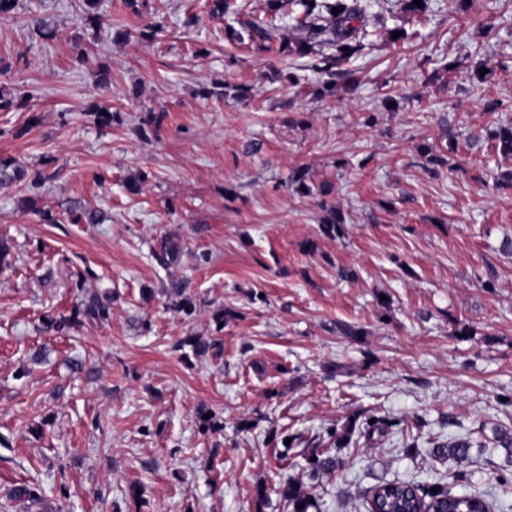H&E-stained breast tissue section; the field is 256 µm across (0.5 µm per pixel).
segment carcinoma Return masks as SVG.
Wrapping results in <instances>:
<instances>
[{
    "instance_id": "carcinoma-1",
    "label": "carcinoma",
    "mask_w": 512,
    "mask_h": 512,
    "mask_svg": "<svg viewBox=\"0 0 512 512\" xmlns=\"http://www.w3.org/2000/svg\"><path fill=\"white\" fill-rule=\"evenodd\" d=\"M211 12L222 15H234V22L240 26L235 29L229 26L228 31L238 40H248L259 51L277 50L283 57H314L310 68L323 80V85L332 87L336 80V68L349 62L364 48L362 42L366 31L368 17L366 9L359 0H290L299 7L298 16L292 26L293 33L289 37L280 34L276 21L283 17V0H266L263 15H253L246 11L245 6L237 4V0H210ZM102 0H83L81 22L86 28L99 29L104 23L100 12ZM338 13H332V9ZM160 29L147 24L133 33L120 30L112 38L113 43L121 45L132 37L151 40ZM87 112L94 116L97 123L106 126L112 121V107L93 102ZM497 147L503 155L512 156V121H503L495 131ZM49 176L40 169L33 172L13 161L0 160V186H7L17 181H26V188L35 202V190L41 188ZM327 217L320 225L321 235L333 239L338 233V224L342 219L336 211L321 203ZM67 220L72 224H99L103 220L98 210L72 208L67 211ZM182 254L181 240L174 235L160 238L156 247L152 248V256L162 267L166 268L178 261ZM169 306L186 318L193 317L197 312V303L185 295L184 286L172 285L169 294ZM112 318V297L90 295L74 304L70 314L65 316L47 315L42 321L47 333L65 335L85 323L103 324ZM191 347L195 355H205L218 347V343L210 336L192 334L178 342L175 348ZM401 422L396 419H366L364 434L398 427ZM352 428L346 427L343 432L333 427L326 431L329 447L313 448L306 456L307 469L310 475L327 474L336 468V456L332 450L348 445ZM473 442L469 439L454 440L440 443L434 448L435 454L463 460L468 457ZM14 497L23 499L35 507L37 512H59L61 507L52 505L46 497L42 486L38 483L23 484L14 489ZM283 497L292 505V512H310L317 508V503L310 502L313 495L307 492L303 483L294 479L288 480L283 487ZM365 512H489L492 503L484 494L454 493L448 485L437 481L431 484H416L410 481H387L372 487L364 497Z\"/></svg>"
}]
</instances>
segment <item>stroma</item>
Returning <instances> with one entry per match:
<instances>
[{
	"label": "stroma",
	"instance_id": "1",
	"mask_svg": "<svg viewBox=\"0 0 512 512\" xmlns=\"http://www.w3.org/2000/svg\"><path fill=\"white\" fill-rule=\"evenodd\" d=\"M361 3L359 86L340 79L326 95L307 59L286 67L227 40L228 20L207 0H150L164 33L120 48L113 32L142 23L124 0H103L96 31L81 28L82 0H22L0 18V91L29 96L0 112V159L52 172L37 206L61 218L43 223L22 208L21 186L0 188V236L16 258L0 273V512H26L11 498L26 482L63 512H290L291 477L320 512H364V491L394 479L492 490L493 512H512L495 440L512 429L499 401L512 394V251L502 249L512 157L490 138L512 116V0H428L421 16ZM32 11L52 38L32 32ZM393 31L403 40L390 42ZM464 56L489 68L486 80L455 67ZM217 78L223 97L206 96ZM94 98L111 104V126L85 114ZM150 109L161 130L146 142ZM447 137L456 150L431 167L418 145ZM299 167L312 195L285 187ZM327 205L344 217L333 239L319 231ZM73 207L105 219L68 223ZM168 233L184 250L166 269L151 249ZM344 268L357 278L342 279ZM175 282L201 308L192 321L165 306ZM105 291L117 296L109 323L40 332L44 314ZM220 307L236 316L219 331ZM194 333L219 353L176 349ZM38 350L41 363L19 377ZM202 406L221 431L202 432ZM372 414L401 430L353 433L335 451L339 468L311 477L306 449ZM295 435L289 465L278 464L276 447ZM467 436V459L435 456L437 443Z\"/></svg>",
	"mask_w": 512,
	"mask_h": 512
}]
</instances>
